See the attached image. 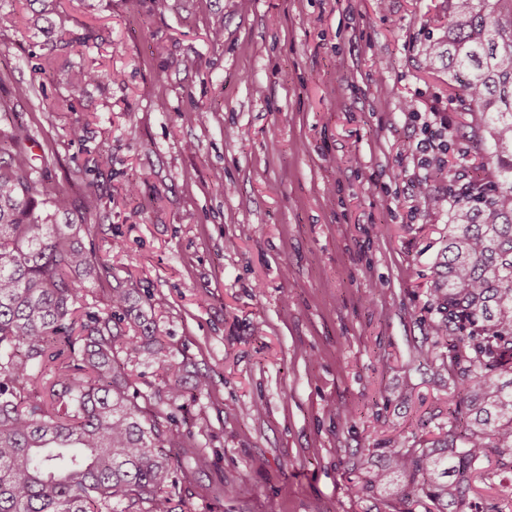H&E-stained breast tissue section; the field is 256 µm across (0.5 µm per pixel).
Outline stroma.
Wrapping results in <instances>:
<instances>
[{
    "label": "stroma",
    "instance_id": "stroma-1",
    "mask_svg": "<svg viewBox=\"0 0 512 512\" xmlns=\"http://www.w3.org/2000/svg\"><path fill=\"white\" fill-rule=\"evenodd\" d=\"M442 3L0 0V158L27 128L112 269L83 300L107 308L133 280L187 361L184 397L153 405L188 436L174 512H376L356 449L446 433L457 391L425 354L448 212L415 195L445 189L415 115L447 118L464 176L486 148L447 69L418 67ZM88 67L104 79L58 80ZM485 467L476 512H512V473Z\"/></svg>",
    "mask_w": 512,
    "mask_h": 512
}]
</instances>
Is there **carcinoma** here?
<instances>
[{
  "label": "carcinoma",
  "mask_w": 512,
  "mask_h": 512,
  "mask_svg": "<svg viewBox=\"0 0 512 512\" xmlns=\"http://www.w3.org/2000/svg\"><path fill=\"white\" fill-rule=\"evenodd\" d=\"M443 35L421 49V65L448 63L455 101L474 137L490 139L487 172L462 185L448 178V240L429 295L439 368L457 389L447 437L398 435L376 452L380 466L353 467L359 487L385 508L428 502V512H464L480 463L494 451L512 471V0H445ZM95 68L66 77L96 81ZM26 131L0 164V512H171V449L183 433L151 409L184 396L186 363L131 303L133 283L110 288L109 310L80 304L82 280L109 274L82 244L83 224H59L70 201L37 212L45 175L28 171ZM154 349L160 388L138 387L143 341Z\"/></svg>",
  "instance_id": "carcinoma-1"
}]
</instances>
